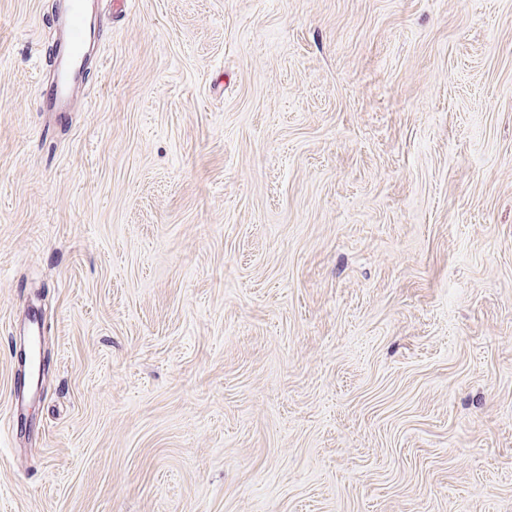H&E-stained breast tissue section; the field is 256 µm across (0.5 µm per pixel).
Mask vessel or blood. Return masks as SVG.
I'll return each mask as SVG.
<instances>
[{
    "instance_id": "obj_1",
    "label": "vessel or blood",
    "mask_w": 512,
    "mask_h": 512,
    "mask_svg": "<svg viewBox=\"0 0 512 512\" xmlns=\"http://www.w3.org/2000/svg\"><path fill=\"white\" fill-rule=\"evenodd\" d=\"M87 0H69L59 19L58 69L45 99L54 112H70L78 105V88L85 56Z\"/></svg>"
}]
</instances>
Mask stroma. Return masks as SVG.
<instances>
[{"mask_svg":"<svg viewBox=\"0 0 512 512\" xmlns=\"http://www.w3.org/2000/svg\"><path fill=\"white\" fill-rule=\"evenodd\" d=\"M64 6L0 0V512H512V0H101L46 112Z\"/></svg>","mask_w":512,"mask_h":512,"instance_id":"stroma-1","label":"stroma"}]
</instances>
